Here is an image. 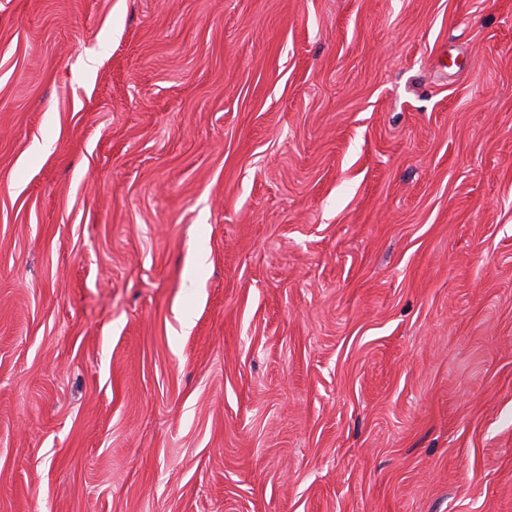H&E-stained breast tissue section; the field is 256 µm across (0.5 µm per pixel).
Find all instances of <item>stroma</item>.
I'll use <instances>...</instances> for the list:
<instances>
[{"label":"stroma","mask_w":512,"mask_h":512,"mask_svg":"<svg viewBox=\"0 0 512 512\" xmlns=\"http://www.w3.org/2000/svg\"><path fill=\"white\" fill-rule=\"evenodd\" d=\"M0 512H512V0H0Z\"/></svg>","instance_id":"1"}]
</instances>
